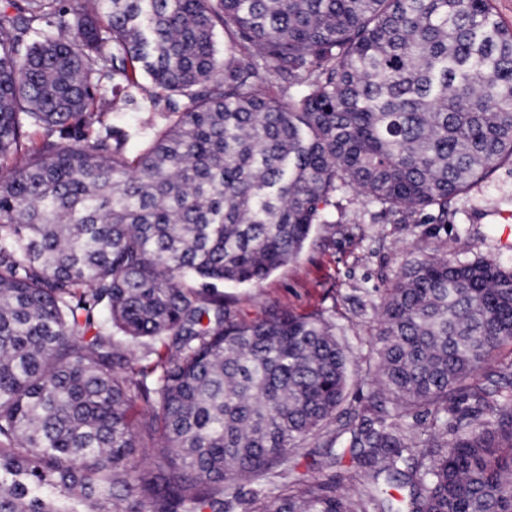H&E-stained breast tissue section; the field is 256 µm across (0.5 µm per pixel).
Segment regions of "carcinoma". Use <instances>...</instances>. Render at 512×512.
<instances>
[{
    "label": "carcinoma",
    "mask_w": 512,
    "mask_h": 512,
    "mask_svg": "<svg viewBox=\"0 0 512 512\" xmlns=\"http://www.w3.org/2000/svg\"><path fill=\"white\" fill-rule=\"evenodd\" d=\"M492 2L8 0L0 512H229L239 477L288 469L344 404L350 359L324 313L244 321L220 288L297 258L339 189L443 223L512 163ZM128 106L163 126L117 129ZM379 316L367 415L345 428L366 489L297 483L251 512H512L511 376L471 393L494 419L426 453L402 427L512 343V270L416 258Z\"/></svg>",
    "instance_id": "obj_1"
}]
</instances>
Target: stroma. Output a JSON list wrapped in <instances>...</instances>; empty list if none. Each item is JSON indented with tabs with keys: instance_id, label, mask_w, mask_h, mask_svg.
<instances>
[{
	"instance_id": "stroma-1",
	"label": "stroma",
	"mask_w": 512,
	"mask_h": 512,
	"mask_svg": "<svg viewBox=\"0 0 512 512\" xmlns=\"http://www.w3.org/2000/svg\"><path fill=\"white\" fill-rule=\"evenodd\" d=\"M336 201L334 223L315 225L297 260L260 283L224 286V298L240 318L256 320L271 308L323 312L338 327L354 363L364 367L373 357L380 294L409 260L435 255L468 262L483 257L512 269V240L503 239L505 231H512V163H502L454 201L443 224L400 219L381 206L363 204L352 192L337 193ZM369 393V387L350 384L345 418L328 421L301 442L287 475L270 481L251 475L240 479V502L233 512H249L255 490L274 497L298 478L333 487L342 496L359 495L364 471L351 456L344 453L327 465L313 463L311 454L330 440L345 450L349 437L344 422L356 419Z\"/></svg>"
}]
</instances>
